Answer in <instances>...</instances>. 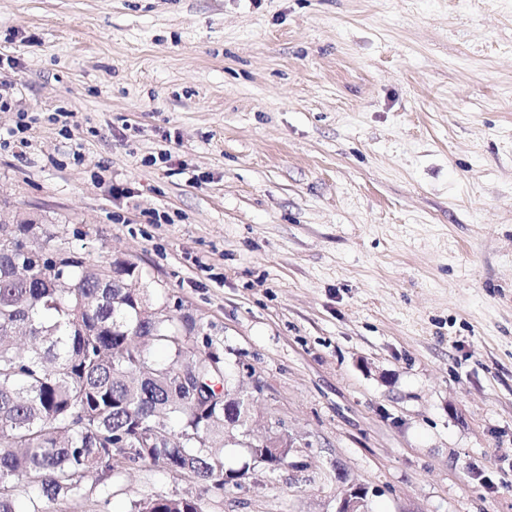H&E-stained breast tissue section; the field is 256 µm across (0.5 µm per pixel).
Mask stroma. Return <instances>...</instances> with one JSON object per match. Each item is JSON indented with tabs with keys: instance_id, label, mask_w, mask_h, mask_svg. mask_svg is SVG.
I'll list each match as a JSON object with an SVG mask.
<instances>
[{
	"instance_id": "stroma-1",
	"label": "stroma",
	"mask_w": 512,
	"mask_h": 512,
	"mask_svg": "<svg viewBox=\"0 0 512 512\" xmlns=\"http://www.w3.org/2000/svg\"><path fill=\"white\" fill-rule=\"evenodd\" d=\"M0 210L135 262L296 446L57 512H512V0H0ZM367 491L363 485L351 484L344 491L336 512H368ZM133 512H204L198 497L154 495L134 502Z\"/></svg>"
}]
</instances>
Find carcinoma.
<instances>
[{"instance_id":"carcinoma-1","label":"carcinoma","mask_w":512,"mask_h":512,"mask_svg":"<svg viewBox=\"0 0 512 512\" xmlns=\"http://www.w3.org/2000/svg\"><path fill=\"white\" fill-rule=\"evenodd\" d=\"M8 235L0 239V512H50L80 498L88 480L146 464L218 491L243 488L226 464L224 434L248 424L250 407L224 408L234 385L199 319L153 303L130 260L93 264L48 224H14ZM145 308L159 316L141 319ZM186 345L192 388L174 376ZM154 347L167 358L153 357ZM154 428L172 436L166 447H147ZM246 452L271 466L292 454L286 442ZM133 512L203 509L197 497L154 495Z\"/></svg>"}]
</instances>
